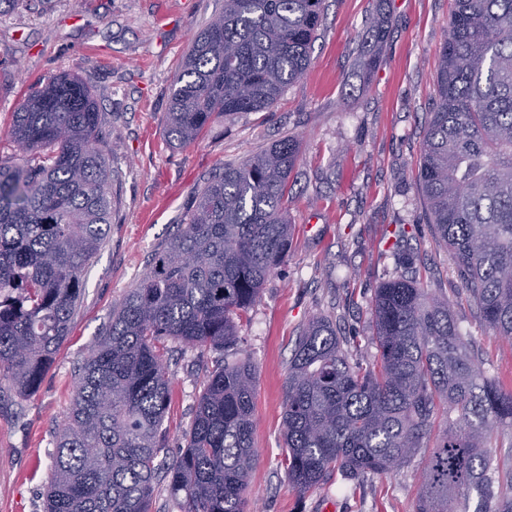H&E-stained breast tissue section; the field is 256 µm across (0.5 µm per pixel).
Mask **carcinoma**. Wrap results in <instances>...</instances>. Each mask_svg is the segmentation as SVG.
Masks as SVG:
<instances>
[{
	"label": "carcinoma",
	"instance_id": "cac0c4a2",
	"mask_svg": "<svg viewBox=\"0 0 512 512\" xmlns=\"http://www.w3.org/2000/svg\"><path fill=\"white\" fill-rule=\"evenodd\" d=\"M324 0H224L171 92L167 137L195 141L213 118L274 104L310 62ZM428 113L417 188L453 257L459 289L493 335L512 340V0H455ZM372 70L384 21L367 31ZM235 47L233 57L224 46ZM91 86L60 73L33 88L0 162V382L26 397L67 340L82 276L112 224V164ZM298 142L284 139L198 190L185 222L112 307L56 435L44 512H149L171 381L163 344L222 351L207 375L183 454L165 477L180 512H246L257 454L252 365L233 357L235 319L288 254L284 205ZM372 300L376 363L312 318L288 364L285 473L300 493L335 471L356 480L425 461L417 512H512V467L492 477L487 438L512 430V389L474 363L451 303L409 260Z\"/></svg>",
	"mask_w": 512,
	"mask_h": 512
}]
</instances>
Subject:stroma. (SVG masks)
Here are the masks:
<instances>
[{"instance_id":"stroma-1","label":"stroma","mask_w":512,"mask_h":512,"mask_svg":"<svg viewBox=\"0 0 512 512\" xmlns=\"http://www.w3.org/2000/svg\"><path fill=\"white\" fill-rule=\"evenodd\" d=\"M223 7L224 0H19L0 12V157L12 152L6 133L29 90L67 71L95 90L117 172L111 231L84 276L69 337L32 396L0 383V512H43L55 436L80 368L204 179L289 136L299 155L289 181L288 256L238 322V355L257 376L248 512H417L422 451L410 465L360 483L336 472L312 491H295L281 466L282 414L288 363L312 317L332 320L373 362L370 300L395 274L398 256L413 258L428 288L455 298L452 256L425 224L416 187L454 0H324L310 65L274 105L216 119L196 142L171 147V86ZM378 16L388 22L386 38L375 68L363 74L357 49ZM454 313L486 375L512 387V341L489 334L473 303L458 300ZM215 357L166 342L172 384L161 459L183 453Z\"/></svg>"}]
</instances>
